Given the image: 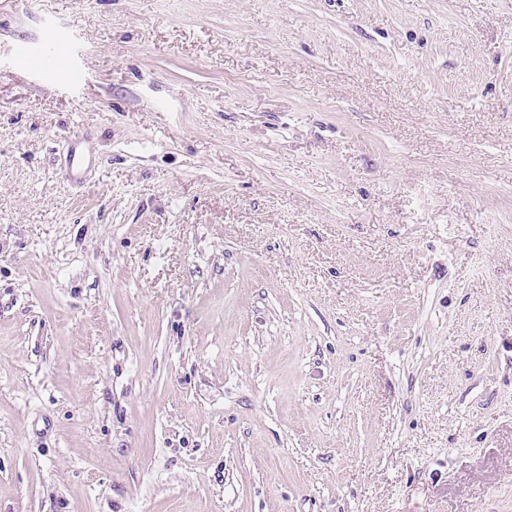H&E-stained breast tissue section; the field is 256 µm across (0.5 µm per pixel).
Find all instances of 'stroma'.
I'll return each instance as SVG.
<instances>
[{
  "label": "stroma",
  "instance_id": "1",
  "mask_svg": "<svg viewBox=\"0 0 512 512\" xmlns=\"http://www.w3.org/2000/svg\"><path fill=\"white\" fill-rule=\"evenodd\" d=\"M0 512H512V0H0Z\"/></svg>",
  "mask_w": 512,
  "mask_h": 512
}]
</instances>
